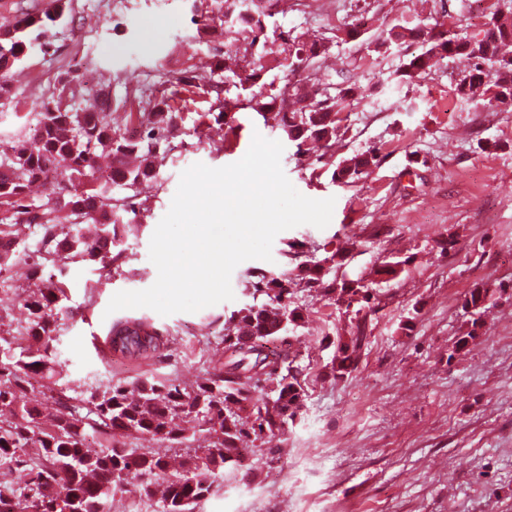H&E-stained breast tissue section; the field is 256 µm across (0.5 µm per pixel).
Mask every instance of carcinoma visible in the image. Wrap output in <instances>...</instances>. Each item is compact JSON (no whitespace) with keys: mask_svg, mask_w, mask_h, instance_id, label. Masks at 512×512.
Masks as SVG:
<instances>
[{"mask_svg":"<svg viewBox=\"0 0 512 512\" xmlns=\"http://www.w3.org/2000/svg\"><path fill=\"white\" fill-rule=\"evenodd\" d=\"M269 2L258 0L251 13L237 15L232 30V39L256 54L252 70L237 72L235 54L228 51L224 60H215L218 79L206 90L209 107L197 113L196 122L231 129L235 110L246 107L264 121H274L298 154L312 146L328 149L341 136L340 113L344 101L355 97V85L332 83L320 73L318 60L327 50L323 40L302 39L288 31L267 34ZM67 11V0H54L53 11L27 12L17 25L0 28V90L7 91L12 69L33 46L44 51L51 45L53 23L67 18ZM485 26L478 38L445 27L428 31L420 22L395 25L374 51L388 42L420 41L422 51L404 63L400 77L427 76L439 61L457 58L464 62L456 85L461 96L482 88L503 103L512 99V0L507 10L491 12ZM342 34L346 42L359 40L364 22L355 18ZM300 68L308 71L305 81L287 88L288 74ZM274 69L283 72L278 85L266 81ZM229 84L245 92V98L229 97ZM134 100L137 109L128 113L129 121L150 125L147 144L112 126V99L101 89L89 110L75 109L60 96L42 101L29 138L0 153V275L16 260L15 227L36 224L42 230L40 262L30 267L36 287L24 298L27 319L18 329L40 349L31 351L15 345L14 336H0V468L18 473L16 483L0 485V512H17L22 500L29 512H102L103 505L130 486L146 497L162 487L159 512H195L217 478L250 468L249 458L259 452L280 454V436L304 406L305 379L288 341L303 327L304 312L290 300L291 286L322 289L349 321L344 335L323 337L325 348L333 349L325 369L335 381L355 371L357 354L368 339L370 313L380 305L377 289L368 284L324 280L319 261L299 265L292 277L259 269L249 281L253 303L224 320V361L194 384L145 377L134 395L120 382L99 384L88 393L73 391L55 351L63 320L72 317L65 304L67 291L60 282L47 283L40 266L56 263L62 254L104 268L121 258L116 246L126 201L112 189L147 188L157 182L159 143L167 139L177 117L171 99L156 96L148 85L136 89ZM100 148L112 158L102 183L96 165ZM375 160L373 149L346 159L332 180L352 183ZM50 171L61 175L58 189L39 205L23 204L31 185L48 178ZM78 224H97L99 232L86 240L75 230ZM492 295L485 287L466 294L462 309L468 319L455 352H463L479 336ZM161 336L140 319L112 325V345L129 358L160 351ZM36 378L56 393L57 412L39 407L32 383ZM89 429L102 435L99 446L85 442ZM137 436L171 448L186 447L179 468L172 469L166 457L147 448H129L120 441Z\"/></svg>","mask_w":512,"mask_h":512,"instance_id":"carcinoma-1","label":"carcinoma"}]
</instances>
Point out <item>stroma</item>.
Instances as JSON below:
<instances>
[{
  "instance_id": "1",
  "label": "stroma",
  "mask_w": 512,
  "mask_h": 512,
  "mask_svg": "<svg viewBox=\"0 0 512 512\" xmlns=\"http://www.w3.org/2000/svg\"><path fill=\"white\" fill-rule=\"evenodd\" d=\"M274 0L268 30L325 38L320 65L327 77L355 84L343 111L344 137L326 155H297L280 130L250 109L233 128L195 129L192 116L206 97L172 86L188 70L208 87L214 55L232 46L221 32L191 18L218 10L217 0H71L74 23L57 26L54 49H32L0 98V143L11 144L37 121L41 97L64 94L78 108L95 90L112 95V121L124 126L125 99L150 85L173 98L180 120L170 136L154 188L137 193L124 217L118 268L64 260L51 266L65 283L74 312L58 353L70 381L107 380L134 387L152 376L186 385L203 376L230 312L250 303V271L293 270L312 256L349 252L336 279H370L383 262L403 260L396 279L381 284L382 307L371 314L369 339L352 379L326 376L323 336L344 321L327 298L296 287L292 299L306 326L292 341L306 378L302 410L281 438L279 457H255L251 470L218 480L195 512H512V104L487 105L458 95L454 77L464 64L441 61L436 72L406 81L397 70L423 45L368 51L392 26L450 14L470 34L481 33L497 0H366L370 20L363 42L336 38L351 21L355 0H310L308 13ZM283 141L282 169L312 199L335 198L330 224L280 232L271 260H247L232 273L233 300L168 316L149 308L120 310L165 330L160 356L100 357L95 339L108 335L105 310L119 291L149 288L157 269L149 243L170 208L181 173L196 163L213 168L239 161L254 135ZM379 147L374 164L349 184L332 181L340 160ZM497 289L483 336L457 355L466 317L464 293ZM26 264L0 282V320L23 322L22 298L31 288Z\"/></svg>"
}]
</instances>
